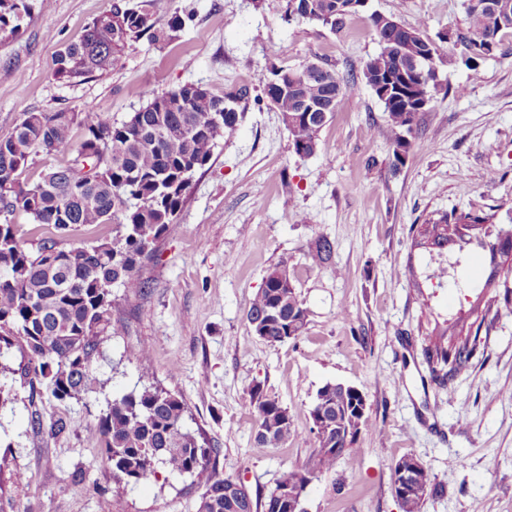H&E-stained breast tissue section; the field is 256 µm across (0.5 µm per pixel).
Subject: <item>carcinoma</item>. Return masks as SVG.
<instances>
[{
	"mask_svg": "<svg viewBox=\"0 0 512 512\" xmlns=\"http://www.w3.org/2000/svg\"><path fill=\"white\" fill-rule=\"evenodd\" d=\"M50 0H0V34L14 35L33 7ZM161 0H111L108 8L85 30L79 41L60 52L53 76L76 81L94 72L104 73L129 44L152 33ZM298 11L307 22L332 29L345 25L348 13H336V0H299ZM468 25L457 34L462 59L471 70L494 54L499 37L512 32L492 24L473 3L466 7ZM399 33L377 34L378 53L362 70L369 88L383 70L414 68V58L435 41L422 34L398 61L392 58ZM272 71L253 79L263 97L281 115L293 151L310 157L319 150V134L334 116L339 97L356 87L353 79L328 71L300 83L299 96L274 94ZM441 88L429 75L415 82L410 96L391 94L383 100L392 129V154L400 164L412 146L419 98L431 100ZM249 87L217 96L185 84L164 92H147V102L128 118L115 122L101 112H26L13 131L0 137V345H21L27 357L31 393L46 385L58 401H81L98 385L94 361L105 336L112 334L109 318L112 288L140 294L149 288L138 275L144 259L155 250L176 223L194 173L211 160L224 133L235 130L240 114L236 104ZM328 108L300 112L297 98ZM79 130V136L73 131ZM63 155L64 164L42 172L38 179L24 177L32 156ZM23 212L34 223L36 239L22 245L15 214ZM112 225V238L92 245L74 243L80 226ZM481 220L468 215L453 220L444 215L419 225V244L442 251L448 244L472 237ZM492 270L485 287H496L499 271L512 269V255L496 253L489 245ZM333 243L319 238L312 258L320 267L332 266ZM283 265L265 276L246 314L251 331L270 344L302 335L308 309ZM456 331L431 336L426 358L433 374L453 379L480 348V329L468 318H458ZM247 405L256 414L255 442L279 447L288 442L292 420L288 408L267 396L260 385L249 388ZM184 401L151 383L112 400L98 416L105 460L114 477L127 485L146 483L162 465L173 473L204 480L205 492L197 512H288L284 496L304 493L306 482L330 469L351 453L368 424L367 400L351 386L335 382L318 389L310 410L312 452L301 467L283 470L261 503H253L246 487L218 471V451L185 426ZM436 492L427 484L421 492L398 499L401 512H421L423 502Z\"/></svg>",
	"mask_w": 512,
	"mask_h": 512,
	"instance_id": "cac0c4a2",
	"label": "carcinoma"
}]
</instances>
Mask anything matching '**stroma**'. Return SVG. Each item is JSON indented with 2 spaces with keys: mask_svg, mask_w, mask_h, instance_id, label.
Wrapping results in <instances>:
<instances>
[{
  "mask_svg": "<svg viewBox=\"0 0 512 512\" xmlns=\"http://www.w3.org/2000/svg\"><path fill=\"white\" fill-rule=\"evenodd\" d=\"M464 2L368 0L334 31L287 19V0H173L171 9L190 17L182 31L142 36L111 70L79 82L53 78L57 56L108 0H52L0 40V136L26 112L90 107L121 121L145 105L143 90L193 83L221 96L273 66L314 62L357 77L379 50L374 12L437 40L438 75L450 88L418 113L397 169L384 106L365 84L339 99L307 158L294 154L279 112L250 91L236 129L194 174L171 232L143 261L147 291L113 292L112 334L95 363L102 390L71 403L31 396L24 351L0 352L14 370L5 380L14 400L0 409V456L10 462L0 512H197L202 481L162 469L125 486L102 454L93 430L100 410L147 380L183 399L189 427L219 450V473L252 498L307 461L316 392L342 382L365 394L368 429L309 486L307 512H401L393 468L407 455L437 488L421 512H512V308L501 309L483 351L453 380L433 376L425 355L435 323L470 308L490 264L488 249L473 243L439 255L419 248L417 224L455 213L487 218L492 237L512 228V33L470 71L455 43ZM321 237L334 244L333 267L311 264ZM279 263L309 316L301 336L272 345L253 334L246 313ZM439 264L447 274L437 283L428 273ZM142 345L147 354L130 357ZM256 382L291 416L293 434L280 447L255 443L246 400ZM35 417L71 426L52 437L34 428Z\"/></svg>",
  "mask_w": 512,
  "mask_h": 512,
  "instance_id": "35a3bbf8",
  "label": "stroma"
}]
</instances>
